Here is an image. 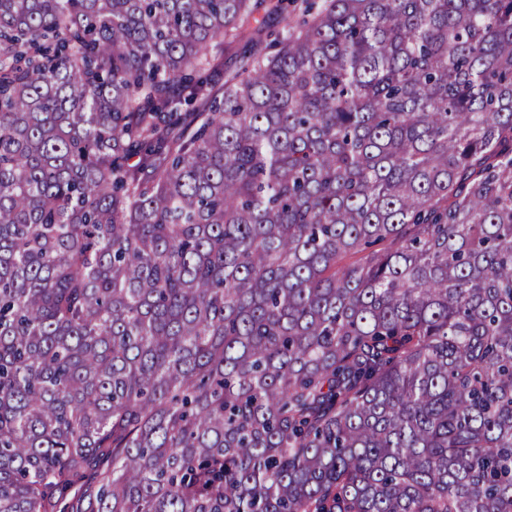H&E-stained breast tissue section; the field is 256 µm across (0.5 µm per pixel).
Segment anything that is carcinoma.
Instances as JSON below:
<instances>
[{
	"label": "carcinoma",
	"mask_w": 512,
	"mask_h": 512,
	"mask_svg": "<svg viewBox=\"0 0 512 512\" xmlns=\"http://www.w3.org/2000/svg\"><path fill=\"white\" fill-rule=\"evenodd\" d=\"M293 2L0 0V512H512V0Z\"/></svg>",
	"instance_id": "obj_1"
}]
</instances>
